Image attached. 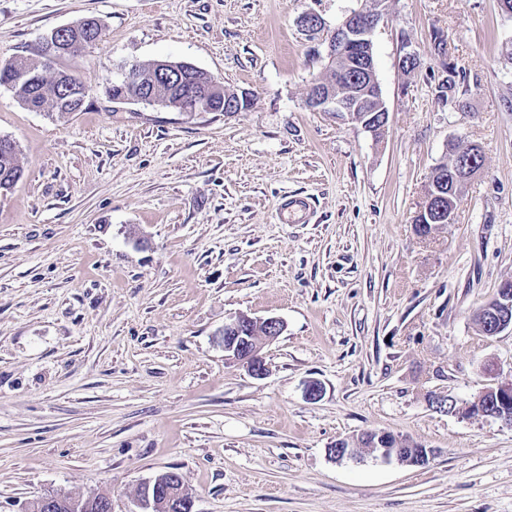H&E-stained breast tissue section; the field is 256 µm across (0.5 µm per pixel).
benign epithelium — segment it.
I'll use <instances>...</instances> for the list:
<instances>
[{"label":"benign epithelium","instance_id":"obj_1","mask_svg":"<svg viewBox=\"0 0 512 512\" xmlns=\"http://www.w3.org/2000/svg\"><path fill=\"white\" fill-rule=\"evenodd\" d=\"M386 0H363L351 10L343 20L335 27L330 28L321 15L312 10L303 14L298 23L302 27L316 30L320 36V43L324 45L327 64L331 65L345 57L351 46L365 40H372V36L384 20L386 15ZM86 43H75L67 37V27L54 29L46 37V60L52 64L55 56L59 54H75ZM141 69L136 64H128L121 67L116 73V78L135 88L131 101L143 104L166 106L167 98L163 90L174 88L181 95V111L203 112L207 109L209 99L224 96L227 99L224 112H240L243 107L250 105L247 95L225 94L224 84L218 80H210L208 86L196 89L188 72L168 61H156L151 68L150 86L142 85ZM321 77H316L309 85L307 105L316 112H334L339 119L352 118L353 105L344 96L333 94L324 95L318 92ZM499 288L503 294L497 300L486 306L485 334L495 336L507 328L512 329V295L508 294V285L501 283ZM266 327V335L262 337L244 335V316L238 315L224 323V352L228 358L246 367L254 376L261 377L266 374L267 368L262 349L265 344L275 340L284 331V322L277 317H269L261 320ZM469 410L480 416L498 420L512 427V379L499 383L485 390L470 406ZM395 447L371 444L369 451L377 454L386 462L395 461L399 464L425 465L433 455L429 448H413L411 453H406L402 444L406 440L398 436L394 437ZM161 482V476H156L146 481L139 495L141 512H174L184 508H193L191 497H183V491L172 492L161 497L152 492V487ZM85 499L58 495L45 494L29 503L25 512H82Z\"/></svg>","mask_w":512,"mask_h":512}]
</instances>
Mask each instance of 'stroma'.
I'll list each match as a JSON object with an SVG mask.
<instances>
[{
  "label": "stroma",
  "instance_id": "1",
  "mask_svg": "<svg viewBox=\"0 0 512 512\" xmlns=\"http://www.w3.org/2000/svg\"><path fill=\"white\" fill-rule=\"evenodd\" d=\"M352 4L0 0L2 61L102 24L60 62L89 90L82 111L30 110L0 88V136L23 170L0 194V512L53 492L136 512L168 471L195 512H512V428L431 403L512 379V330L475 321L512 279V15L498 0H388L376 136L306 105L324 62L298 18L332 27ZM156 60L251 104L109 99L120 66ZM449 64L451 103L436 92ZM459 141L483 166L454 221L420 234L430 173ZM286 195L308 198L305 222L281 223ZM239 314L285 324L265 377L224 353ZM384 431L433 457L331 453Z\"/></svg>",
  "mask_w": 512,
  "mask_h": 512
}]
</instances>
